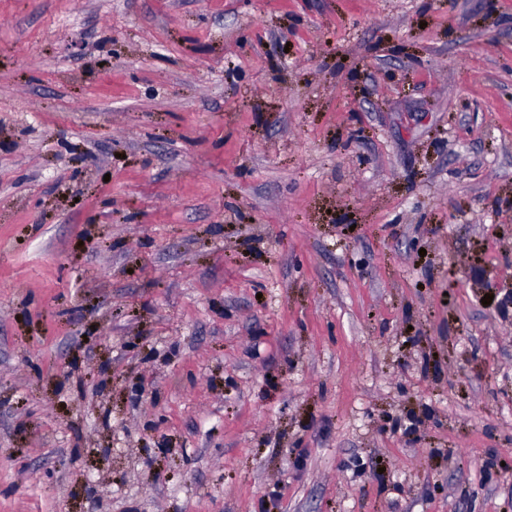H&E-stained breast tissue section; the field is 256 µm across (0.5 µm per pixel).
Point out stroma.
Segmentation results:
<instances>
[{
	"instance_id": "1",
	"label": "stroma",
	"mask_w": 512,
	"mask_h": 512,
	"mask_svg": "<svg viewBox=\"0 0 512 512\" xmlns=\"http://www.w3.org/2000/svg\"><path fill=\"white\" fill-rule=\"evenodd\" d=\"M0 512H512V0H0Z\"/></svg>"
}]
</instances>
